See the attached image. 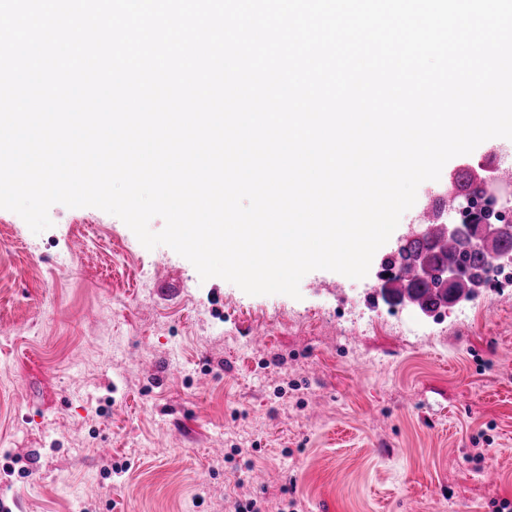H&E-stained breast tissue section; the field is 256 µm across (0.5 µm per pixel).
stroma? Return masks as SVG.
<instances>
[{
  "instance_id": "1",
  "label": "stroma",
  "mask_w": 512,
  "mask_h": 512,
  "mask_svg": "<svg viewBox=\"0 0 512 512\" xmlns=\"http://www.w3.org/2000/svg\"><path fill=\"white\" fill-rule=\"evenodd\" d=\"M491 138L422 183L396 235ZM0 209V512H497L512 501V295L401 325L360 280H201L118 217ZM261 331L264 342L250 336ZM495 471L487 479L485 471Z\"/></svg>"
}]
</instances>
